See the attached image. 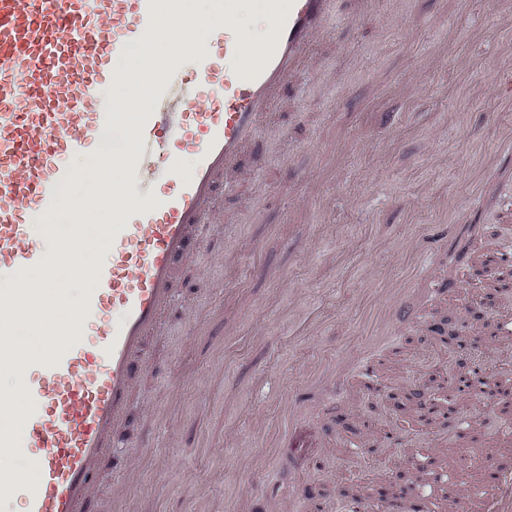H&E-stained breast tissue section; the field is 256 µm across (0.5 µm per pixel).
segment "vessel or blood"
<instances>
[{"instance_id":"b4317fda","label":"vessel or blood","mask_w":512,"mask_h":512,"mask_svg":"<svg viewBox=\"0 0 512 512\" xmlns=\"http://www.w3.org/2000/svg\"><path fill=\"white\" fill-rule=\"evenodd\" d=\"M177 0H0V358L15 361L24 395L21 432L0 428V448L23 445L34 477L0 469V486L21 512H95L99 461L125 419L147 336L174 301L177 263L217 222L215 195L241 153L260 137L277 90L308 61L335 0H267L264 38L244 42L223 23L246 0H212L208 49L156 67L146 96L123 121L108 89L117 63L159 35ZM127 133L133 196L111 202L106 258L91 272L72 318L81 333L54 331L45 354L18 346L10 328L20 276L42 267L62 189L77 178L75 155L104 154ZM190 166H183L184 155ZM406 283L385 288L390 309ZM484 494L438 492L451 512H512V471L487 458Z\"/></svg>"}]
</instances>
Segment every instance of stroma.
Masks as SVG:
<instances>
[{
    "mask_svg": "<svg viewBox=\"0 0 512 512\" xmlns=\"http://www.w3.org/2000/svg\"><path fill=\"white\" fill-rule=\"evenodd\" d=\"M338 0L311 64L273 107L262 149L245 158L236 189L218 195L223 231L178 265L176 300L147 340L131 416L102 462L98 512H316L295 500L303 480L319 503L350 512L388 473L420 459L460 470L486 455L512 466L496 403L461 398L458 417L484 424L483 446L460 449L455 427L421 431L416 406L394 411L368 393L365 376L339 421L334 376L372 329L370 296L425 263L430 279L470 275L480 255L512 244V0H380L360 19ZM458 216L445 253L420 257L410 228ZM435 334L398 326L368 363L387 390L431 392L428 377L460 367L463 331L482 337L477 356L512 379V295L493 313L437 297ZM310 386L301 428L271 444L283 394ZM402 446L366 456L376 435ZM318 503V504H319Z\"/></svg>",
    "mask_w": 512,
    "mask_h": 512,
    "instance_id": "35a3bbf8",
    "label": "stroma"
}]
</instances>
